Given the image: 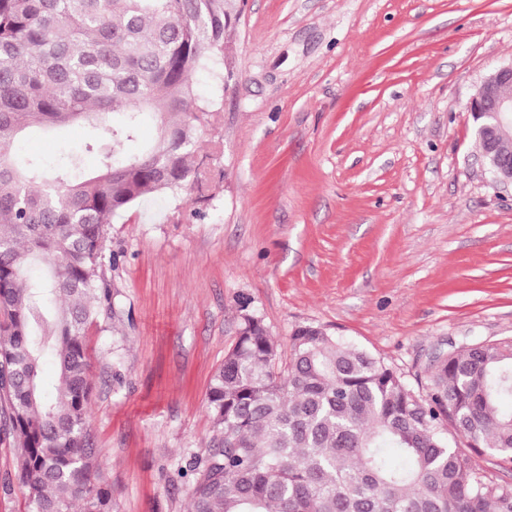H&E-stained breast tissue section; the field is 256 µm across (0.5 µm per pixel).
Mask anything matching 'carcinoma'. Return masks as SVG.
<instances>
[{"instance_id":"cac0c4a2","label":"carcinoma","mask_w":512,"mask_h":512,"mask_svg":"<svg viewBox=\"0 0 512 512\" xmlns=\"http://www.w3.org/2000/svg\"><path fill=\"white\" fill-rule=\"evenodd\" d=\"M237 0H0V429L18 448L30 512H108L89 435L83 336L106 306L104 228L194 180L204 117L223 111ZM217 90L202 99L194 74ZM84 122L97 134L51 171L18 143ZM156 127L139 152L127 146ZM44 276L31 280L29 266ZM55 298L61 306L50 309ZM52 356L55 395L40 385ZM245 318L214 374L220 437L194 462L190 512H505L512 488L475 457L512 462V339L430 361L416 391L396 368L322 327H296L288 362ZM399 451L388 463L383 449Z\"/></svg>"}]
</instances>
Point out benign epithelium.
Returning <instances> with one entry per match:
<instances>
[{
    "instance_id": "1",
    "label": "benign epithelium",
    "mask_w": 512,
    "mask_h": 512,
    "mask_svg": "<svg viewBox=\"0 0 512 512\" xmlns=\"http://www.w3.org/2000/svg\"><path fill=\"white\" fill-rule=\"evenodd\" d=\"M512 63L487 74L469 100L475 138L482 143V156L496 164L495 184L512 186Z\"/></svg>"
}]
</instances>
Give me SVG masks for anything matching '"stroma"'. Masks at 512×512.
I'll list each match as a JSON object with an SVG mask.
<instances>
[{
	"label": "stroma",
	"instance_id": "obj_1",
	"mask_svg": "<svg viewBox=\"0 0 512 512\" xmlns=\"http://www.w3.org/2000/svg\"><path fill=\"white\" fill-rule=\"evenodd\" d=\"M198 179L106 228L112 313L86 330L110 512H189L213 374L248 316L311 324L423 379L449 342L512 337V187L467 104L512 62V0H244ZM26 137L47 168L90 137ZM0 512H26L0 432Z\"/></svg>",
	"mask_w": 512,
	"mask_h": 512
}]
</instances>
